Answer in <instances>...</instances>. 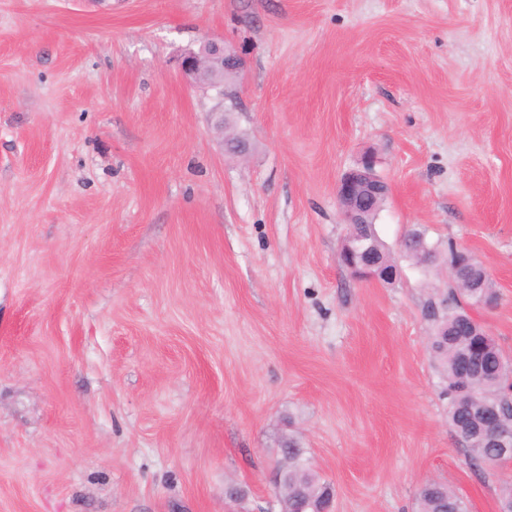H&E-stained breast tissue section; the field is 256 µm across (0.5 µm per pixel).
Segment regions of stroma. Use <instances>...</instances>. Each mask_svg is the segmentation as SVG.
<instances>
[{
    "mask_svg": "<svg viewBox=\"0 0 512 512\" xmlns=\"http://www.w3.org/2000/svg\"><path fill=\"white\" fill-rule=\"evenodd\" d=\"M369 157L391 284L338 262ZM452 246L512 358V0H0V512H266L288 434L335 512H498L430 353ZM212 51L206 55H197L195 53L186 54L181 61L180 67L183 75L191 83L201 85L206 83L208 74L215 67H224V60L234 63L241 59L238 55L228 52L224 44L216 40H208ZM422 238H426L424 233L412 232L404 238L401 248L407 257L414 259L417 263H430L435 258V252L438 253L437 248L431 244L433 246H431V250L429 252L424 251L420 248ZM419 512H450L448 509L456 508L457 512L466 510L463 499L444 483H426L419 492Z\"/></svg>",
    "mask_w": 512,
    "mask_h": 512,
    "instance_id": "1",
    "label": "stroma"
}]
</instances>
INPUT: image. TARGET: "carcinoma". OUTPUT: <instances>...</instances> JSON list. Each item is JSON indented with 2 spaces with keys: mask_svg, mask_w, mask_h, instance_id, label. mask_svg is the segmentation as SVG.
Listing matches in <instances>:
<instances>
[{
  "mask_svg": "<svg viewBox=\"0 0 512 512\" xmlns=\"http://www.w3.org/2000/svg\"><path fill=\"white\" fill-rule=\"evenodd\" d=\"M380 205L369 203L366 224H356L350 233L364 235L380 247L375 259L390 263L392 258L379 239L375 221ZM424 233L415 231L401 243L403 253L420 263L435 258L436 247L426 252L420 248ZM468 261L473 285L450 287L446 295L428 302V311L436 324V336L431 349L446 382L445 394L450 402V425L463 441L469 454L495 468L499 466L495 445L480 436L479 422L473 404L482 402L494 406L512 423V362L506 359L494 338L473 317L472 311L490 305L498 295L492 279L483 273V266L466 250L452 249L449 261ZM280 450L288 455V473L279 484L277 493L282 512H300L299 498L309 499L317 509L329 507L331 483L323 480L308 463L307 449L301 441L288 435L280 441ZM419 512H448L450 508L464 512L463 499L441 482L427 483L419 492Z\"/></svg>",
  "mask_w": 512,
  "mask_h": 512,
  "instance_id": "cac0c4a2",
  "label": "carcinoma"
}]
</instances>
